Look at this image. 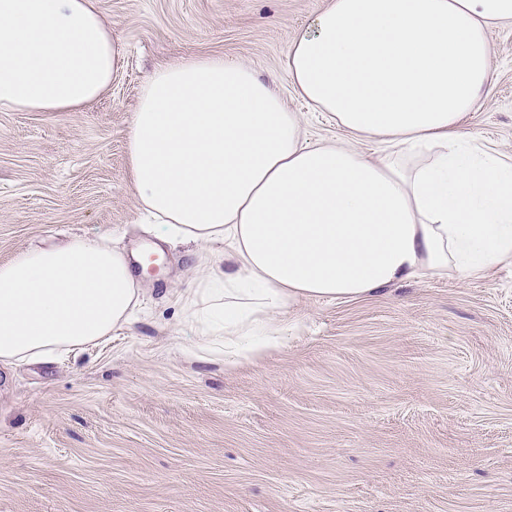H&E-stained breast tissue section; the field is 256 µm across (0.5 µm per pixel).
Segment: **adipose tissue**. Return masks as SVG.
Instances as JSON below:
<instances>
[{
    "instance_id": "ef3b65f1",
    "label": "adipose tissue",
    "mask_w": 512,
    "mask_h": 512,
    "mask_svg": "<svg viewBox=\"0 0 512 512\" xmlns=\"http://www.w3.org/2000/svg\"><path fill=\"white\" fill-rule=\"evenodd\" d=\"M512 0H332L294 38L295 91L375 158L309 144L298 113L247 66L157 67L128 160L161 236L230 247L175 295L193 347L225 365L283 346L284 311L423 276L512 264V164L462 125L491 81L490 33ZM122 58L94 0H0V112L96 101ZM127 252L78 238L0 264V365L70 352L128 324Z\"/></svg>"
}]
</instances>
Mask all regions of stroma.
<instances>
[{
    "mask_svg": "<svg viewBox=\"0 0 512 512\" xmlns=\"http://www.w3.org/2000/svg\"><path fill=\"white\" fill-rule=\"evenodd\" d=\"M329 0H95L123 60L78 111L0 112V264L102 237L160 247L144 305L71 354L0 367V512H512V265L297 304L286 346L234 367L189 353L173 303L200 263L142 220L128 166L152 70L250 66L310 142L349 137L285 57ZM464 133L512 159V28Z\"/></svg>",
    "mask_w": 512,
    "mask_h": 512,
    "instance_id": "1",
    "label": "stroma"
}]
</instances>
